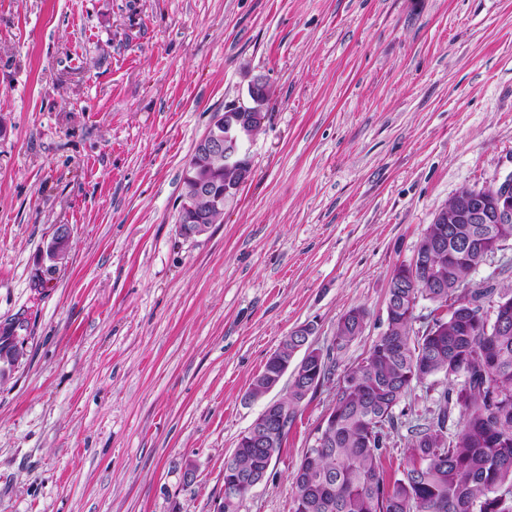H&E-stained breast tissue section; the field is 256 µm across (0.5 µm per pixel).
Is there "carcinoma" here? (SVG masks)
Wrapping results in <instances>:
<instances>
[{
  "label": "carcinoma",
  "instance_id": "obj_1",
  "mask_svg": "<svg viewBox=\"0 0 512 512\" xmlns=\"http://www.w3.org/2000/svg\"><path fill=\"white\" fill-rule=\"evenodd\" d=\"M224 191L232 172L213 160L208 175ZM448 250L476 231L449 224ZM473 259L436 256L431 267H397L404 287L388 288L385 330L368 355L338 381L321 449H306L293 475L294 512H512V325L502 336L484 335V314L501 303L512 308V285L471 288ZM421 299L442 306L471 305L462 321L434 318L413 332ZM367 312L349 310L326 354L301 357L306 374L289 382L271 410L275 447L242 436L224 460V512H242L252 479L268 473L303 400L331 379L336 355L361 333ZM280 369L269 359L248 393L259 398ZM448 379L435 408L408 427L409 463L391 483L381 457L402 421L395 409L423 379Z\"/></svg>",
  "mask_w": 512,
  "mask_h": 512
}]
</instances>
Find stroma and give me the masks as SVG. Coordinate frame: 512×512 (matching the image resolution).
Masks as SVG:
<instances>
[{"label": "stroma", "mask_w": 512, "mask_h": 512, "mask_svg": "<svg viewBox=\"0 0 512 512\" xmlns=\"http://www.w3.org/2000/svg\"><path fill=\"white\" fill-rule=\"evenodd\" d=\"M270 96L253 177L179 234L214 113ZM512 174V0H0V512H217L249 398L297 326L385 328L458 190ZM71 228L67 260L43 247ZM336 394L302 402L244 512H293Z\"/></svg>", "instance_id": "stroma-1"}]
</instances>
